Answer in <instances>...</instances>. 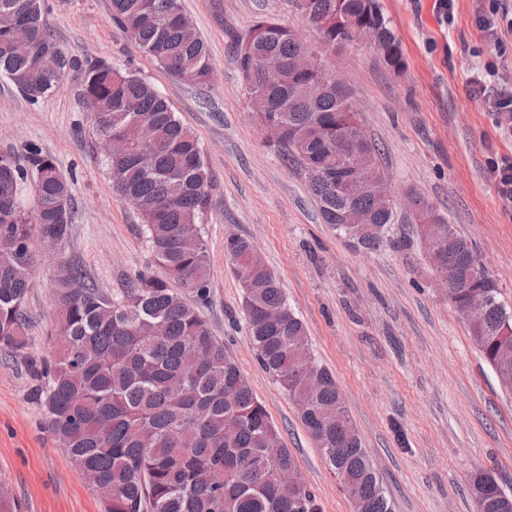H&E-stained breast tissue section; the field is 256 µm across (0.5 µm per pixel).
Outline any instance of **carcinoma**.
Wrapping results in <instances>:
<instances>
[{
    "instance_id": "carcinoma-1",
    "label": "carcinoma",
    "mask_w": 512,
    "mask_h": 512,
    "mask_svg": "<svg viewBox=\"0 0 512 512\" xmlns=\"http://www.w3.org/2000/svg\"><path fill=\"white\" fill-rule=\"evenodd\" d=\"M303 12L326 48L351 44L360 34L336 28V17L362 20L363 35L386 62L402 65L394 31L377 0H305ZM0 72L30 102L53 93L76 65L43 19V0H0ZM112 21L168 73L206 84L213 73L208 49L191 36L180 0H112ZM307 47L294 31L269 17L257 19L237 39L235 56L250 97L261 105L253 117L277 127L276 147L303 174L322 219L348 237L346 208L375 211L390 227L395 206L379 208L388 189L379 149L367 139L348 97L302 71L296 58ZM83 95L99 134L125 139L128 152L105 160L113 189L139 212L156 264L164 275H139L115 299L89 284L79 266L64 263L55 284V337L50 359L31 362L32 391L49 427L79 471L96 476L105 512H317L305 485L290 499L272 479L276 467L297 471L286 448L270 455L278 435L224 342L210 332L182 289L204 300L210 264L202 234L215 188L198 138L177 119L170 101L152 84L100 61L85 73ZM357 139L367 166L356 172L336 153V131ZM24 163L0 154V242L15 245L0 256V350L26 348L24 303L34 272L35 245L45 235L66 239L74 208L71 183L35 141L23 146ZM35 203L22 204L28 181ZM414 212H429L421 225L430 250L439 245L459 259V284L448 300L460 315L474 293L485 295L482 320L467 322L470 335L512 395V311L498 298L490 275L475 276L478 256L469 241L424 197L410 198ZM228 260L244 294L249 338L272 380L295 403L327 465L354 486L363 512H391L390 502L344 406L335 377L321 368L323 387L303 398L295 364L307 339L277 276L247 238L227 244ZM346 424L336 423V413ZM483 512H512L488 473L470 480Z\"/></svg>"
}]
</instances>
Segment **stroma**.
Listing matches in <instances>:
<instances>
[{
	"instance_id": "obj_1",
	"label": "stroma",
	"mask_w": 512,
	"mask_h": 512,
	"mask_svg": "<svg viewBox=\"0 0 512 512\" xmlns=\"http://www.w3.org/2000/svg\"><path fill=\"white\" fill-rule=\"evenodd\" d=\"M378 3L400 39L398 69L366 40L324 48L296 0H181L214 67L212 79L198 86L139 50L113 23L111 0H45V21L76 67L35 104L0 76V153L39 142L70 178L75 199L68 240L55 253L36 255L25 301L29 344L16 357L0 351V490L18 512H104L31 396L28 358L54 351L57 261L82 266L111 297L136 274L159 272L135 207L112 189L81 95L83 69L98 60L154 84L203 147L216 187L203 224L210 285L201 313L265 406L318 512H352V502L293 402L257 360L243 291L225 253L232 237L251 240L279 277L316 363L336 377L393 512H476L465 489L478 470L491 471L512 493V396L500 391L466 324L436 287L403 204L415 193L447 217L473 242L501 302L512 308V211L502 208L490 169L491 159L512 156V134L485 98L466 91L471 71L497 56L475 25L487 2L454 0L450 21L436 0ZM261 16L288 26L344 82L359 123L381 148L397 204L389 236L401 248L358 249L324 224L303 176L253 120L230 44ZM503 41L499 78L512 85V32Z\"/></svg>"
}]
</instances>
